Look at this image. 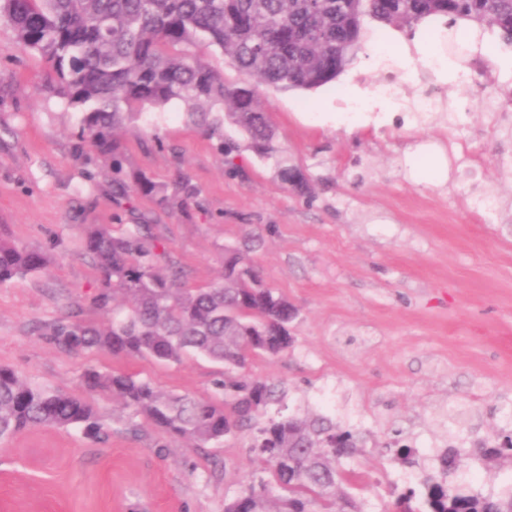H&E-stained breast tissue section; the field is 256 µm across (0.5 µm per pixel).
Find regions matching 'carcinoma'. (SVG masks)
Instances as JSON below:
<instances>
[{
  "mask_svg": "<svg viewBox=\"0 0 512 512\" xmlns=\"http://www.w3.org/2000/svg\"><path fill=\"white\" fill-rule=\"evenodd\" d=\"M0 20L17 42L44 58L52 75L48 90L77 109L80 145L112 161L118 197L133 191L167 208L170 197L195 195L189 178L173 184L139 174L128 185L115 132L135 119V109L182 99L228 109L224 116L191 112L199 129L220 139L224 163L237 146L229 123L245 133L261 157L282 152L268 116L256 105L253 83L314 89L334 80L363 48L371 22L411 33L426 24L452 29L461 23L495 29L512 46V0H0ZM204 41L219 48L249 84H229L185 48ZM281 179L306 193L309 181L288 159ZM126 224H85L81 257L99 273L84 317L77 306L33 332L75 353H108L115 359L180 363L201 357L224 366L207 398L165 392L133 373L86 368L81 386L112 397L127 412L131 433L141 424L197 448L220 444L243 431L253 454L251 484L224 502V512H365L352 490L359 473L338 460L363 441L326 415L286 413L288 390L281 382L254 375L257 357H278L292 346L289 325L297 308L268 285L250 254L256 240L225 249L220 280L205 288L186 284V272L167 246L160 225L133 209ZM48 251L0 238V286L44 271ZM36 427L79 428L100 438L105 428L84 397L33 383L0 364V443ZM383 451L412 467L411 446L397 442ZM512 453V431L500 432L484 451L490 461ZM443 468L421 488L396 493L385 512H512V487L499 498L463 493L449 480L457 469L453 450Z\"/></svg>",
  "mask_w": 512,
  "mask_h": 512,
  "instance_id": "carcinoma-1",
  "label": "carcinoma"
}]
</instances>
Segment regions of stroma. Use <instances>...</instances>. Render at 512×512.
<instances>
[{
  "instance_id": "stroma-1",
  "label": "stroma",
  "mask_w": 512,
  "mask_h": 512,
  "mask_svg": "<svg viewBox=\"0 0 512 512\" xmlns=\"http://www.w3.org/2000/svg\"><path fill=\"white\" fill-rule=\"evenodd\" d=\"M413 48L428 38L373 24L352 63L362 87L380 74L373 42ZM49 64L18 45L0 21V237L37 245L49 270L0 287V364L39 384L80 392L86 367L120 370L158 389L207 397L221 368L203 359L178 364L61 350L33 333L68 306H87L95 270L79 255L80 227L111 224L120 209L112 178L92 148L78 146V115L45 88ZM346 76L312 90L257 89L289 164L311 185L304 196L281 180L276 158L240 142L234 167L174 100L144 106L116 136L125 169L161 182L187 174L198 189L189 207L153 212L187 269L189 287L216 281L225 247L245 227L259 229L253 259L267 283L297 308L294 344L256 358L253 374L283 382L290 408L325 413L364 440L344 467L360 471L358 496L382 512L393 486L437 473L446 446L457 448L456 482L497 494L512 462L489 466L512 408V67L493 96L497 115L468 108L427 125L391 122L381 130H336L329 112L348 104ZM490 196L493 210L477 207ZM92 400L111 434L100 442L77 429L34 428L0 444V512H224L251 481L249 437L198 450L182 440L158 449L161 434L123 430L119 404ZM415 448L420 468L381 454L385 444Z\"/></svg>"
}]
</instances>
